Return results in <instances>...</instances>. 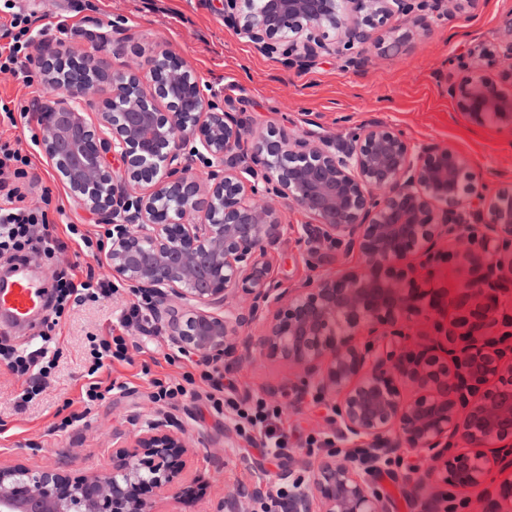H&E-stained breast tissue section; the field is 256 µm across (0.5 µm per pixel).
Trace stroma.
Wrapping results in <instances>:
<instances>
[{
  "label": "stroma",
  "mask_w": 512,
  "mask_h": 512,
  "mask_svg": "<svg viewBox=\"0 0 512 512\" xmlns=\"http://www.w3.org/2000/svg\"><path fill=\"white\" fill-rule=\"evenodd\" d=\"M52 38L63 39L76 53L89 52L91 35L78 33L83 21L108 30V40L93 52L104 70L131 63H148L162 51L185 60L201 85L219 88L225 110L236 113L257 134L294 133L339 144L360 128L382 123L400 133L411 145H439L452 149L462 163V184L475 194L493 196L512 189V123L501 120L474 122L458 99L448 94L449 83L461 84L482 76L477 49L497 46L512 25V0H473L469 18L434 17L428 31L403 45L400 53L370 49L357 67H339L324 58L310 67H283L272 56L258 53L224 22V0H33ZM71 32L60 35L57 25ZM39 188L49 189L48 213L57 226L74 222L92 235L104 237L106 224L74 204L68 190L55 177L44 154L35 158ZM280 231L267 245L263 262L277 288L313 286L325 276L359 269L361 255L309 237L310 218L294 202L276 200ZM131 290H121L111 302L77 308L56 330L61 375L47 389L42 402L26 410L15 408L26 381L0 363V466L17 463L32 469L55 466L79 480L112 469V430L135 429L138 422L165 412L183 428L190 452L181 479L184 497L168 496L155 503L156 512H225L229 495L238 490H270L279 484L283 470L301 477L294 460H341L346 449L308 453V436H331V410L318 398L299 369L263 354L225 361L239 393L258 395L282 409V427L291 448L287 459L264 457L234 431L232 421L208 412L204 402L158 407L150 399L148 377L141 362H158L161 372L177 373L165 363L172 353L162 324L149 322L131 327L135 365H114L104 373V383H123L96 405L83 422L66 433L53 429L55 413L64 404L80 410L84 383L82 365L87 334L110 335L118 330L119 313L132 301ZM305 389L294 401L293 389ZM374 486L389 512H419L416 496H423L431 512H446V496L462 501L461 512H483L485 498L478 491L448 483L443 468L424 475L421 491L401 478L382 476Z\"/></svg>",
  "instance_id": "1"
}]
</instances>
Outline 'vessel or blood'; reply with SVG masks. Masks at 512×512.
<instances>
[{
  "label": "vessel or blood",
  "mask_w": 512,
  "mask_h": 512,
  "mask_svg": "<svg viewBox=\"0 0 512 512\" xmlns=\"http://www.w3.org/2000/svg\"><path fill=\"white\" fill-rule=\"evenodd\" d=\"M38 264L37 258H28L19 263L9 277L0 280V315L23 323L43 312L51 282L31 275V268Z\"/></svg>",
  "instance_id": "1"
}]
</instances>
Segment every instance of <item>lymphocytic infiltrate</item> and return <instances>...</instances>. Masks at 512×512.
Here are the masks:
<instances>
[{"instance_id": "lymphocytic-infiltrate-1", "label": "lymphocytic infiltrate", "mask_w": 512, "mask_h": 512, "mask_svg": "<svg viewBox=\"0 0 512 512\" xmlns=\"http://www.w3.org/2000/svg\"><path fill=\"white\" fill-rule=\"evenodd\" d=\"M46 32V27L39 25L37 14L22 5L21 0H0V74L32 85V74L41 66L37 40ZM43 109V103L36 97L18 110L0 100V256H9L13 261L31 255L48 260L65 250L71 241L75 244V257L84 262V275L76 277L70 267L54 273L53 297L43 321L40 345L17 348L0 338V359L7 360L15 374L30 380L19 396L18 406L22 409L42 394L57 365L59 352L53 337L56 327L75 308L110 299L120 290L119 283L96 274L92 261L97 253L90 236L72 224L68 227L69 241H62L46 211L26 201L25 186L36 184L38 178L32 172L29 157L22 154L6 133L16 128L18 117ZM117 362L128 365L134 362L128 337L90 336L85 359L87 381L81 387L80 396L85 409H92L111 394V387L102 385L99 375ZM141 372L151 378L154 403L175 406L206 400L214 414L234 412L235 426L247 442L260 443L273 458L287 457L289 442L281 428L280 407L261 397H239L234 383L226 382L224 371L217 363L192 362L189 370L176 377L152 375L146 364Z\"/></svg>"}]
</instances>
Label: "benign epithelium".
<instances>
[{
    "label": "benign epithelium",
    "instance_id": "7a95c632",
    "mask_svg": "<svg viewBox=\"0 0 512 512\" xmlns=\"http://www.w3.org/2000/svg\"><path fill=\"white\" fill-rule=\"evenodd\" d=\"M472 0H224V22L284 67L333 57L355 66L372 44L397 49L429 18L467 15ZM394 18L405 31L374 37ZM43 74L58 90L45 113L43 149L57 177L83 206L112 228L105 263L112 277L150 296L170 343L203 360L249 358L255 349L314 378L335 404L333 441L362 456L319 466L296 484L287 512H388L372 485L374 468L401 448L444 465L448 480L483 485L504 457L481 446L512 438V322L499 315V294L512 288V191L478 198L471 215L485 221V255L475 254L461 214L435 202L459 197L461 163L446 147H412L383 124L339 148L304 136L254 134L204 92L193 69L167 52L149 67L106 72L94 57L54 50ZM112 96L85 105L100 83ZM472 120L512 119V94L493 80L449 85ZM251 143L263 169L238 165L234 151ZM208 169L206 180L193 165ZM277 198L293 201L319 235L363 256L361 270L314 288L279 292L266 281L264 243L275 237ZM453 254L474 272L453 297L419 289L415 272L433 271ZM192 310L186 325L179 310ZM430 331L407 353L412 327ZM257 342L239 333L255 324ZM382 342L371 355L361 333ZM477 448L450 454L457 441ZM188 452L184 430L155 413L135 431L112 432V471L74 483L46 467H0V512H155L151 497L178 483ZM487 512H512V491L489 497Z\"/></svg>",
    "mask_w": 512,
    "mask_h": 512
}]
</instances>
